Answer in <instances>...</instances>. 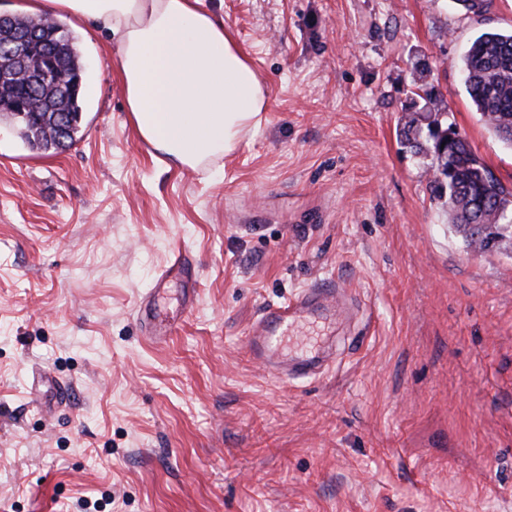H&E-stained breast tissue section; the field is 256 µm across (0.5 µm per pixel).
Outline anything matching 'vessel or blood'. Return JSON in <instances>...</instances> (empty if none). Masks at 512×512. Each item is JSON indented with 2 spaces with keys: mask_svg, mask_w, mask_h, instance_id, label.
Returning <instances> with one entry per match:
<instances>
[{
  "mask_svg": "<svg viewBox=\"0 0 512 512\" xmlns=\"http://www.w3.org/2000/svg\"><path fill=\"white\" fill-rule=\"evenodd\" d=\"M194 274L195 265L190 255L178 251L155 278L151 290L142 297L137 308V318L141 326L151 330L152 341L167 340L177 330L176 325L171 323L157 325L154 314L156 298L167 289L171 280L188 281ZM350 304V298L342 289L331 285H314L285 301L267 305L248 338L252 359L279 379L319 373L327 362V356L321 349L322 337H314L310 347L291 355L285 354L284 347L302 327L319 324L324 329H332L337 316L348 311Z\"/></svg>",
  "mask_w": 512,
  "mask_h": 512,
  "instance_id": "b4317fda",
  "label": "vessel or blood"
}]
</instances>
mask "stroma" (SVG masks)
<instances>
[{
	"label": "stroma",
	"mask_w": 512,
	"mask_h": 512,
	"mask_svg": "<svg viewBox=\"0 0 512 512\" xmlns=\"http://www.w3.org/2000/svg\"><path fill=\"white\" fill-rule=\"evenodd\" d=\"M269 92L206 169L161 163L126 110L113 46L87 65L80 131L31 150L0 122V512H512V238L470 249L402 150L415 79L492 172L512 148L461 59L512 29L459 0H205ZM158 302L168 343L137 322ZM339 284L357 310L318 376L283 382L247 336L265 305ZM68 387L45 408L32 365ZM195 265L186 251H178L168 266L155 278L151 290L145 294L137 308V319L145 329L152 330V335L147 336L153 342H161L169 339L177 330L176 324L156 325L154 314L155 299L163 293L173 279L190 281L195 275Z\"/></svg>",
	"instance_id": "35a3bbf8"
}]
</instances>
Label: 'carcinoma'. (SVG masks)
Here are the masks:
<instances>
[{
    "mask_svg": "<svg viewBox=\"0 0 512 512\" xmlns=\"http://www.w3.org/2000/svg\"><path fill=\"white\" fill-rule=\"evenodd\" d=\"M33 24L32 17L13 15L3 24L7 32L23 33ZM46 47L60 64L49 71L41 84L26 91L29 107L20 112L10 107L22 88L11 76L4 80L0 112L17 127L21 138L33 149L56 150V140L46 137L44 100L55 94L65 78L85 74L76 40L59 22L42 33ZM461 71L466 93L485 127L503 143L512 146V31H485L470 44L463 56ZM416 100L404 107L399 118L402 144L414 154L431 158L433 199L448 211L452 223L461 229L469 247L487 250L504 237L492 230L504 214H512V188L504 185L481 161L466 138L456 130L448 112L439 108L434 87L415 84ZM59 111L72 116V135L76 141L80 122L79 99L57 100Z\"/></svg>",
    "mask_w": 512,
    "mask_h": 512,
    "instance_id": "obj_1",
    "label": "carcinoma"
}]
</instances>
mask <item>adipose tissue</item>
Returning <instances> with one entry per match:
<instances>
[{
	"label": "adipose tissue",
	"instance_id": "1",
	"mask_svg": "<svg viewBox=\"0 0 512 512\" xmlns=\"http://www.w3.org/2000/svg\"><path fill=\"white\" fill-rule=\"evenodd\" d=\"M18 7L64 15L114 39L137 133L178 166L196 170L233 152L261 121L263 84L203 0H20Z\"/></svg>",
	"mask_w": 512,
	"mask_h": 512
}]
</instances>
